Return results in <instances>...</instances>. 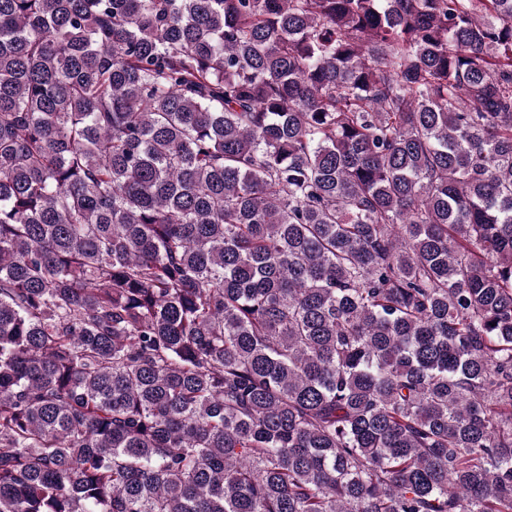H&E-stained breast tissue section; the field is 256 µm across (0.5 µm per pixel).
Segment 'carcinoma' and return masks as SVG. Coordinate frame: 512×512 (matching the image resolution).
I'll return each mask as SVG.
<instances>
[{"instance_id": "1", "label": "carcinoma", "mask_w": 512, "mask_h": 512, "mask_svg": "<svg viewBox=\"0 0 512 512\" xmlns=\"http://www.w3.org/2000/svg\"><path fill=\"white\" fill-rule=\"evenodd\" d=\"M0 512H512V0H0Z\"/></svg>"}]
</instances>
